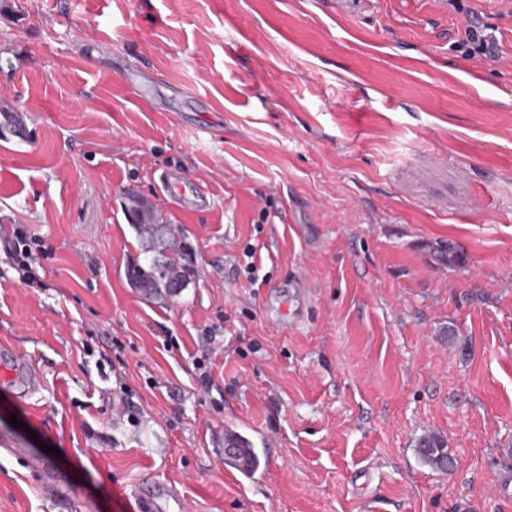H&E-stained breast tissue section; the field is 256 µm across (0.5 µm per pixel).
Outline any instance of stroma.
<instances>
[{"label": "stroma", "instance_id": "35a3bbf8", "mask_svg": "<svg viewBox=\"0 0 512 512\" xmlns=\"http://www.w3.org/2000/svg\"><path fill=\"white\" fill-rule=\"evenodd\" d=\"M1 100L0 337L40 384L0 383V512H135L145 476L186 512H512V0H0ZM169 169L210 207L163 208L196 275L158 302L122 208ZM298 279L290 325L265 290ZM488 35L483 34L482 30L469 28L465 31V38L462 44L466 47V56L470 59L484 56L488 50ZM13 234L15 241L9 253L13 268L18 273L19 281L32 287L40 282L37 271V267H41L39 254L30 246L32 237L28 236V229L23 224L16 225ZM417 452L423 464L442 471L448 469L450 458L445 441L440 437L427 435L420 438L417 442Z\"/></svg>", "mask_w": 512, "mask_h": 512}]
</instances>
